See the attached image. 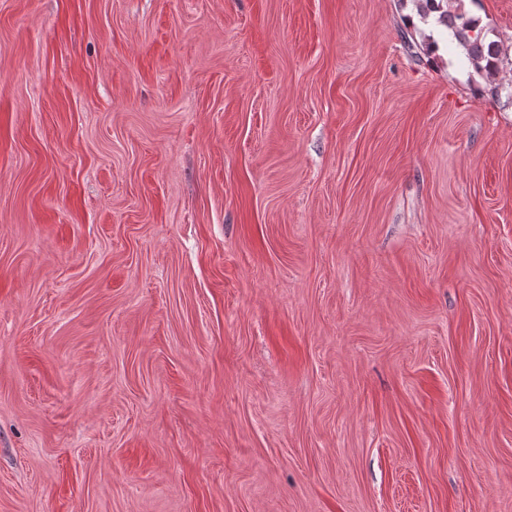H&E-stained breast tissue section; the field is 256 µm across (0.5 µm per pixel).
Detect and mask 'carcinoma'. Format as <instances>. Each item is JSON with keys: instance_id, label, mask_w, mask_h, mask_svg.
Wrapping results in <instances>:
<instances>
[{"instance_id": "1", "label": "carcinoma", "mask_w": 512, "mask_h": 512, "mask_svg": "<svg viewBox=\"0 0 512 512\" xmlns=\"http://www.w3.org/2000/svg\"><path fill=\"white\" fill-rule=\"evenodd\" d=\"M418 16L426 21L435 18L455 42L463 49L470 75L493 84L503 69L505 53L498 42L487 39L488 32L479 19L460 8L443 6L442 0H416Z\"/></svg>"}]
</instances>
